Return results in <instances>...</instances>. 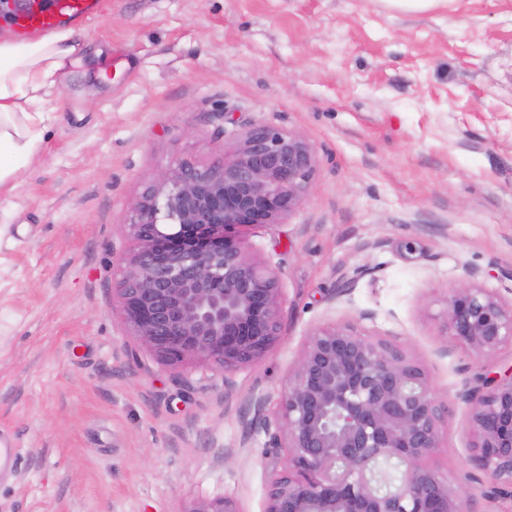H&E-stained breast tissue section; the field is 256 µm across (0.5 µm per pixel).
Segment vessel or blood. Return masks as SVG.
<instances>
[{"instance_id": "1", "label": "vessel or blood", "mask_w": 512, "mask_h": 512, "mask_svg": "<svg viewBox=\"0 0 512 512\" xmlns=\"http://www.w3.org/2000/svg\"><path fill=\"white\" fill-rule=\"evenodd\" d=\"M96 0H36L32 7L14 14L10 25L18 38L48 32L73 19L96 15Z\"/></svg>"}]
</instances>
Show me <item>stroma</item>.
<instances>
[{
    "mask_svg": "<svg viewBox=\"0 0 512 512\" xmlns=\"http://www.w3.org/2000/svg\"><path fill=\"white\" fill-rule=\"evenodd\" d=\"M43 141L0 198V431L20 456L0 512H265V425L318 326L399 345L448 405L435 459L469 512L478 356L443 327L471 285L512 302V0L404 12L386 0H100ZM308 141L305 203L246 231L279 275L283 335L225 376L131 351L113 305L121 233L148 181L244 131Z\"/></svg>",
    "mask_w": 512,
    "mask_h": 512,
    "instance_id": "1",
    "label": "stroma"
}]
</instances>
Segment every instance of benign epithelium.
Masks as SVG:
<instances>
[{"mask_svg": "<svg viewBox=\"0 0 512 512\" xmlns=\"http://www.w3.org/2000/svg\"><path fill=\"white\" fill-rule=\"evenodd\" d=\"M314 148L270 126L241 134L217 162L183 158L147 184L122 227L112 296L126 336L159 362L200 359L225 375L262 360L282 336L283 288L241 230L278 224L305 201ZM448 336L477 355L512 343V307L476 287L446 300ZM469 396L480 466L512 499V378ZM448 407L397 344L350 325L314 329L280 394L266 455L265 512H468L432 463ZM189 512H239L233 501Z\"/></svg>", "mask_w": 512, "mask_h": 512, "instance_id": "obj_1", "label": "benign epithelium"}]
</instances>
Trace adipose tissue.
Returning <instances> with one entry per match:
<instances>
[{
    "instance_id": "1",
    "label": "adipose tissue",
    "mask_w": 512,
    "mask_h": 512,
    "mask_svg": "<svg viewBox=\"0 0 512 512\" xmlns=\"http://www.w3.org/2000/svg\"><path fill=\"white\" fill-rule=\"evenodd\" d=\"M84 49L74 29L18 43L0 38V195L8 194L42 139L44 95Z\"/></svg>"
}]
</instances>
